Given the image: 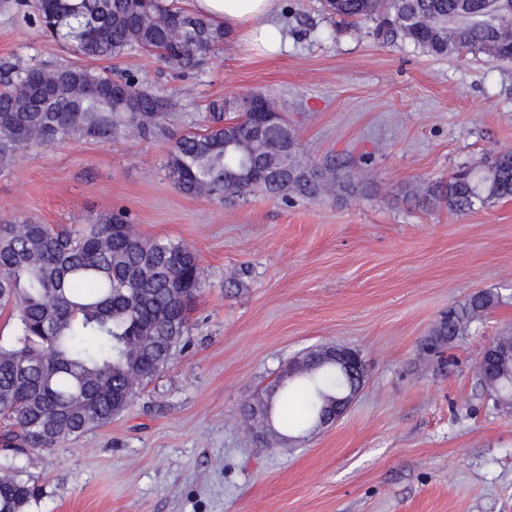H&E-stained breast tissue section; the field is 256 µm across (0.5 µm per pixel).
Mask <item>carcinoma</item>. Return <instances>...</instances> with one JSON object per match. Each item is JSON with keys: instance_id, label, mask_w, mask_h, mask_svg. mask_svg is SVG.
Returning a JSON list of instances; mask_svg holds the SVG:
<instances>
[{"instance_id": "cac0c4a2", "label": "carcinoma", "mask_w": 512, "mask_h": 512, "mask_svg": "<svg viewBox=\"0 0 512 512\" xmlns=\"http://www.w3.org/2000/svg\"><path fill=\"white\" fill-rule=\"evenodd\" d=\"M342 19L372 20L377 31L433 56L480 54L512 62V0H325ZM44 26L77 53L114 59L163 51L170 69L198 67L224 41V28L191 16L167 0H37ZM261 95L231 104L215 101L209 124L176 139L166 157L168 179L182 193L224 200L256 191L273 198L313 201L365 190L350 162L318 164L291 136V171L257 134L247 114ZM168 100L140 89L131 76L82 66L30 69L0 90V164L17 151L68 140L107 144L149 139L163 130ZM236 125L224 132V112ZM408 195L460 214L512 198V151L494 163L466 167ZM197 253L175 241L140 237L126 216L96 224H0V307L12 308L16 334L0 342V512H25L35 488L21 477L20 456L58 447L102 426L132 403L139 389L185 346L188 316L202 288ZM494 295L479 292L448 311L432 342L464 334L490 308ZM285 397L298 398L303 431L350 387L349 377L322 356L293 365ZM493 403L512 400V356L495 361L481 378Z\"/></svg>"}]
</instances>
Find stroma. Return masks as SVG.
Masks as SVG:
<instances>
[{"label": "stroma", "mask_w": 512, "mask_h": 512, "mask_svg": "<svg viewBox=\"0 0 512 512\" xmlns=\"http://www.w3.org/2000/svg\"><path fill=\"white\" fill-rule=\"evenodd\" d=\"M277 20L287 52L256 54L231 29L179 75L149 54H74L34 9L0 0V68L129 73L171 104L168 138L67 141L0 165V224H93L122 209L206 270L186 349L127 411L20 459L40 490L27 512H512V413L478 376L484 348L512 328V200L461 216L406 196L512 150V62L430 56L322 0H280ZM253 94L279 102L312 158L366 166L369 190L287 204L176 189L171 140L205 125L211 102ZM480 290L499 295L482 322L426 352L441 316ZM324 345L366 362L347 413L296 444L285 427H244L288 362Z\"/></svg>", "instance_id": "1"}]
</instances>
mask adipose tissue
Wrapping results in <instances>:
<instances>
[{"instance_id": "obj_1", "label": "adipose tissue", "mask_w": 512, "mask_h": 512, "mask_svg": "<svg viewBox=\"0 0 512 512\" xmlns=\"http://www.w3.org/2000/svg\"><path fill=\"white\" fill-rule=\"evenodd\" d=\"M192 8L198 16L238 31L241 40L260 54L274 55L288 45L274 19L277 0H192Z\"/></svg>"}]
</instances>
